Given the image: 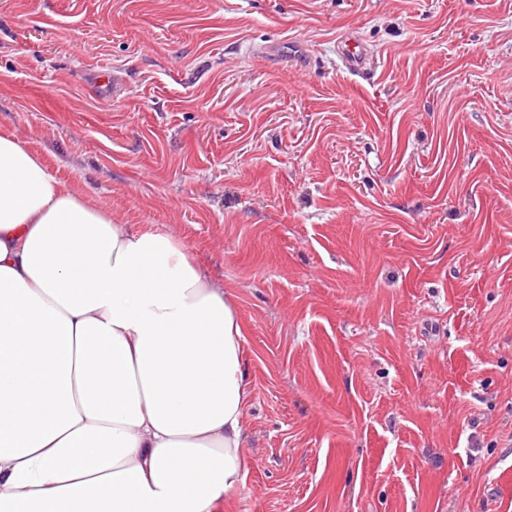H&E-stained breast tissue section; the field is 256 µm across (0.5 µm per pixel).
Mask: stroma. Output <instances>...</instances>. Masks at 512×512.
Masks as SVG:
<instances>
[{
    "label": "stroma",
    "instance_id": "35a3bbf8",
    "mask_svg": "<svg viewBox=\"0 0 512 512\" xmlns=\"http://www.w3.org/2000/svg\"><path fill=\"white\" fill-rule=\"evenodd\" d=\"M0 131L235 294L224 512H512V0H0Z\"/></svg>",
    "mask_w": 512,
    "mask_h": 512
}]
</instances>
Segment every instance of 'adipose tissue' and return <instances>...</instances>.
<instances>
[{
  "instance_id": "ef3b65f1",
  "label": "adipose tissue",
  "mask_w": 512,
  "mask_h": 512,
  "mask_svg": "<svg viewBox=\"0 0 512 512\" xmlns=\"http://www.w3.org/2000/svg\"><path fill=\"white\" fill-rule=\"evenodd\" d=\"M233 293L0 134V512H224L248 474Z\"/></svg>"
}]
</instances>
